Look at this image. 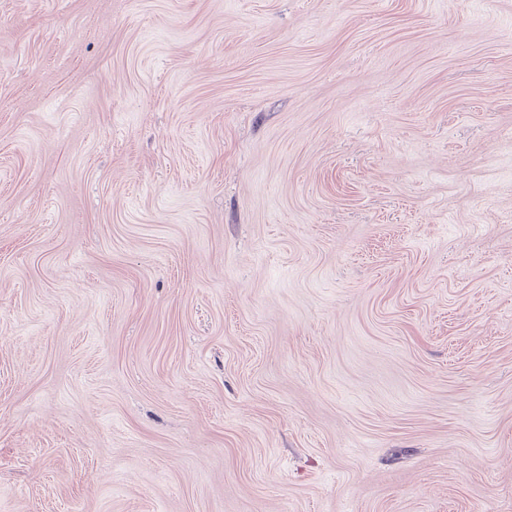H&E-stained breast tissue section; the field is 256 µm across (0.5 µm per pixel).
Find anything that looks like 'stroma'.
Segmentation results:
<instances>
[{
    "label": "stroma",
    "mask_w": 512,
    "mask_h": 512,
    "mask_svg": "<svg viewBox=\"0 0 512 512\" xmlns=\"http://www.w3.org/2000/svg\"><path fill=\"white\" fill-rule=\"evenodd\" d=\"M0 512H512V0H0Z\"/></svg>",
    "instance_id": "obj_1"
}]
</instances>
